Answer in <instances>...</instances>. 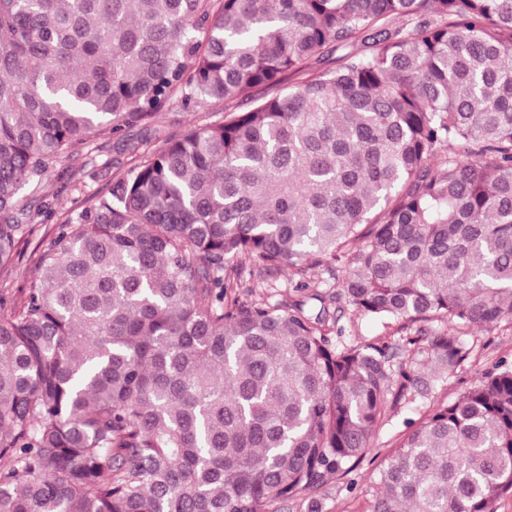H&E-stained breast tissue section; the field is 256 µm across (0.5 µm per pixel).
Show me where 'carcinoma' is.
Here are the masks:
<instances>
[{
  "label": "carcinoma",
  "instance_id": "1",
  "mask_svg": "<svg viewBox=\"0 0 512 512\" xmlns=\"http://www.w3.org/2000/svg\"><path fill=\"white\" fill-rule=\"evenodd\" d=\"M175 97L224 115L156 137L0 297V512H323L468 358L456 331L512 319V0H0V270L24 187ZM243 257L293 287L241 298ZM343 303L448 331L413 362L341 346ZM508 494L502 362L404 437L372 512Z\"/></svg>",
  "mask_w": 512,
  "mask_h": 512
}]
</instances>
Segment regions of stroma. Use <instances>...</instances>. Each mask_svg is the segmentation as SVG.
Returning a JSON list of instances; mask_svg holds the SVG:
<instances>
[{"instance_id":"1","label":"stroma","mask_w":512,"mask_h":512,"mask_svg":"<svg viewBox=\"0 0 512 512\" xmlns=\"http://www.w3.org/2000/svg\"><path fill=\"white\" fill-rule=\"evenodd\" d=\"M218 112L215 105L186 109L174 101L156 114L153 126L168 134L178 133L217 119ZM129 137L139 143L137 153L119 152L113 141H95L79 160H61L40 184L23 191L21 205L34 215L31 222L34 232L27 242L20 244L19 260L0 270V289L19 296L35 273L39 241L52 236L65 219L76 217L87 198L107 190L116 178L125 175L130 166L146 155L148 148L141 143L142 131L131 130ZM340 324L345 329L343 340L348 344L385 343L396 347L403 344L402 334L394 323L386 325L348 310ZM458 337L472 352L438 389L435 398L440 402L455 401L499 362L512 364V321L502 320L490 329L467 327L460 330ZM427 411L424 403L395 409L387 425L374 435L371 450L358 460L352 472L319 490L325 512H370L375 499L373 480L378 469L393 454L407 422L419 421Z\"/></svg>"}]
</instances>
